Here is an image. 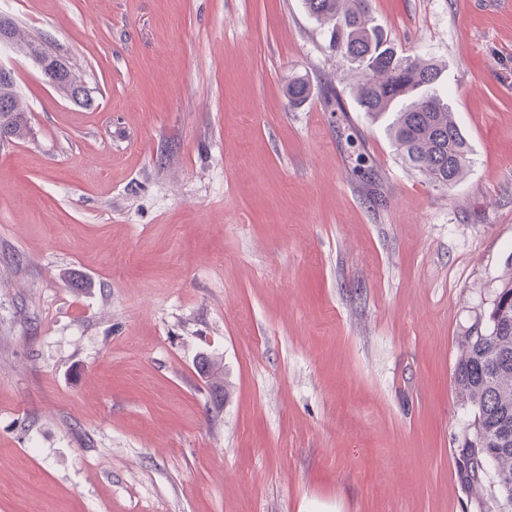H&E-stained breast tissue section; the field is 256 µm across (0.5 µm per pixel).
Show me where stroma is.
Listing matches in <instances>:
<instances>
[{
  "mask_svg": "<svg viewBox=\"0 0 512 512\" xmlns=\"http://www.w3.org/2000/svg\"><path fill=\"white\" fill-rule=\"evenodd\" d=\"M371 3L440 68L452 188L303 0H0L93 99L0 47V512H494L452 381L512 256V0ZM50 56L54 59V63L57 65L58 78L52 82V85L59 89L66 86L69 96L76 99H80L88 91H84L82 86L73 80L72 74L69 72L67 58L62 54L49 50ZM14 72L12 69L6 68L0 64V111L1 107L7 106L10 112L5 108L3 112H0V126L5 123L6 127H11L15 134H12L9 130H3L0 128V142L10 143L13 142L15 136L16 139H22L26 137L30 131L28 112L20 104L18 100V92L16 90V82H9L13 77ZM200 370L208 378L211 393L216 402H221L226 398L227 392L224 388L223 369L217 363L209 358H202Z\"/></svg>",
  "mask_w": 512,
  "mask_h": 512,
  "instance_id": "1",
  "label": "stroma"
}]
</instances>
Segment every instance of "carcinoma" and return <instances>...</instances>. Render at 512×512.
I'll return each mask as SVG.
<instances>
[{
    "label": "carcinoma",
    "mask_w": 512,
    "mask_h": 512,
    "mask_svg": "<svg viewBox=\"0 0 512 512\" xmlns=\"http://www.w3.org/2000/svg\"><path fill=\"white\" fill-rule=\"evenodd\" d=\"M311 16L330 32V47L344 50L366 73L356 91L359 107L370 115L395 113L391 131L397 151L409 167L435 184L452 188L469 168L470 149L448 103L436 91L438 67L426 60L401 56L382 32L369 25L370 0H304ZM9 44L27 55L44 51L13 25ZM289 101L308 96L302 77L288 80ZM0 125L19 139L30 131L28 112L18 100L16 83L0 82ZM500 298L489 331L480 340L458 337L453 386L458 401L471 407L470 435L484 448L493 469L497 504L512 507V263L497 288ZM216 401H223V369L209 358L200 362Z\"/></svg>",
    "instance_id": "cac0c4a2"
}]
</instances>
